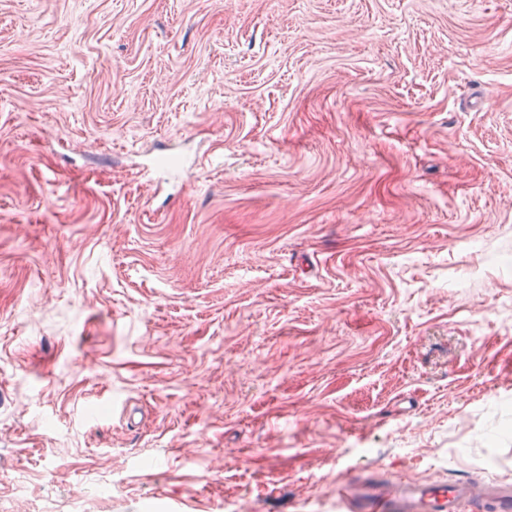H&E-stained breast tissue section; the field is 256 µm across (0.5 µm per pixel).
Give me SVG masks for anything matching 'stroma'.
I'll return each instance as SVG.
<instances>
[{
  "instance_id": "obj_1",
  "label": "stroma",
  "mask_w": 512,
  "mask_h": 512,
  "mask_svg": "<svg viewBox=\"0 0 512 512\" xmlns=\"http://www.w3.org/2000/svg\"><path fill=\"white\" fill-rule=\"evenodd\" d=\"M371 471L512 481V0H0V502Z\"/></svg>"
}]
</instances>
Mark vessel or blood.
I'll use <instances>...</instances> for the list:
<instances>
[{"label": "vessel or blood", "mask_w": 512, "mask_h": 512, "mask_svg": "<svg viewBox=\"0 0 512 512\" xmlns=\"http://www.w3.org/2000/svg\"><path fill=\"white\" fill-rule=\"evenodd\" d=\"M350 512H512V485L483 486L461 479L416 483L378 478L347 483Z\"/></svg>", "instance_id": "vessel-or-blood-1"}]
</instances>
